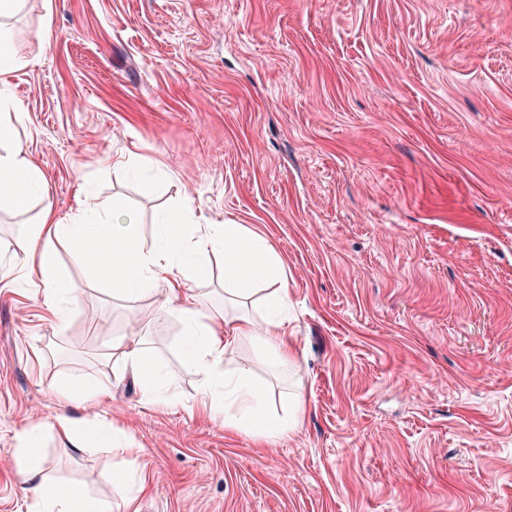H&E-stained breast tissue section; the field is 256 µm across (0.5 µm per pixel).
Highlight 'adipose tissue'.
Returning <instances> with one entry per match:
<instances>
[{"label":"adipose tissue","mask_w":512,"mask_h":512,"mask_svg":"<svg viewBox=\"0 0 512 512\" xmlns=\"http://www.w3.org/2000/svg\"><path fill=\"white\" fill-rule=\"evenodd\" d=\"M11 136V126L0 124V210H22L30 201L48 195L41 167L21 145L11 143ZM156 226L154 238L148 243L141 237L136 219L120 204H113L110 215L69 224L47 206L32 225L21 254L0 257V268L10 271L19 266L38 271L44 286L43 301L61 322L73 303L56 269L57 247L61 244L92 270L114 298L135 300L163 293L167 312L182 324L185 359L199 366L205 375L204 409L223 417L225 428L257 439L271 441L283 436L295 427V418L265 411L264 395L248 369L230 372L224 367L227 351L245 337L259 339L270 348L274 364L285 367L292 362L287 275L280 256L262 235L242 224H192L183 212L168 211L158 216ZM218 252L223 255L224 294L230 302L245 303L259 285L271 284L261 318L245 313L231 316L223 311L208 314L193 298V286L208 278L210 257ZM108 348L113 362L131 367L144 397L158 401L170 373L145 355L135 332L112 338ZM58 394L64 401L92 407L81 418L61 415L56 419L57 430L69 438L73 448L102 441L118 454L137 456L129 440L107 429L94 411V404L104 395L102 387H62ZM16 439L17 451L27 463V477L33 483L27 512H112L109 504L75 488L45 492L39 480V428L21 431Z\"/></svg>","instance_id":"adipose-tissue-1"}]
</instances>
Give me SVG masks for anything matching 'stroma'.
I'll list each match as a JSON object with an SVG mask.
<instances>
[{
	"instance_id": "1",
	"label": "stroma",
	"mask_w": 512,
	"mask_h": 512,
	"mask_svg": "<svg viewBox=\"0 0 512 512\" xmlns=\"http://www.w3.org/2000/svg\"><path fill=\"white\" fill-rule=\"evenodd\" d=\"M0 110L64 221L121 200L262 234L288 274L294 365L243 340L262 442L199 406L159 296L118 300L66 247L64 326L39 276L0 284V512H27L15 435L46 480L114 512H512V0H19ZM153 181L144 191L143 181ZM41 203L0 211V252ZM138 324L172 383L145 400L105 357ZM102 386L146 490L118 504L107 444L77 450L62 383Z\"/></svg>"
}]
</instances>
